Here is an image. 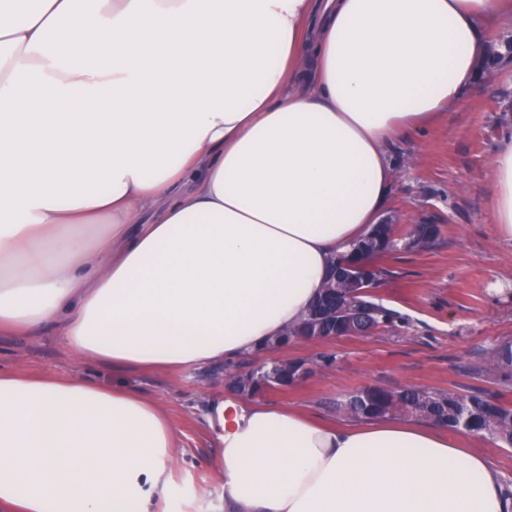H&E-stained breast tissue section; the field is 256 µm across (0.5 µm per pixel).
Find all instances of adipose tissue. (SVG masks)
<instances>
[{
	"label": "adipose tissue",
	"mask_w": 512,
	"mask_h": 512,
	"mask_svg": "<svg viewBox=\"0 0 512 512\" xmlns=\"http://www.w3.org/2000/svg\"><path fill=\"white\" fill-rule=\"evenodd\" d=\"M512 0H0V333L84 365L231 364L318 296L389 142L479 85ZM512 240V137L492 160ZM228 512H512L447 427L234 393ZM175 432L123 387L0 371V512H154Z\"/></svg>",
	"instance_id": "adipose-tissue-1"
}]
</instances>
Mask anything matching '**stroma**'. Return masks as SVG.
I'll return each mask as SVG.
<instances>
[{"label":"stroma","mask_w":512,"mask_h":512,"mask_svg":"<svg viewBox=\"0 0 512 512\" xmlns=\"http://www.w3.org/2000/svg\"><path fill=\"white\" fill-rule=\"evenodd\" d=\"M511 135L512 54L485 71L472 95L421 134L388 145L394 181L382 218L436 224L440 236L427 248L380 259L385 276L375 300L395 312L392 327L280 348L282 358L322 354L334 364L297 386L262 392L260 400L333 423L349 420L337 401L376 385L480 393L512 405V381L475 369L491 349L512 340V242L500 239L492 222L491 170L500 141ZM0 369L120 384L155 402L176 435L172 486L160 512H225L215 466L218 440L209 422L226 391L223 366H86L54 337L0 335ZM457 436L484 455L504 483H512V447L462 430Z\"/></svg>","instance_id":"35a3bbf8"}]
</instances>
